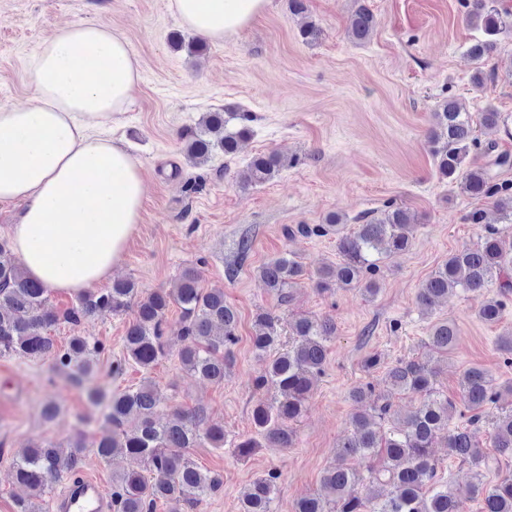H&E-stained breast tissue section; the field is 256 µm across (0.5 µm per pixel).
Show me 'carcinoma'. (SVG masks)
<instances>
[{
  "label": "carcinoma",
  "mask_w": 512,
  "mask_h": 512,
  "mask_svg": "<svg viewBox=\"0 0 512 512\" xmlns=\"http://www.w3.org/2000/svg\"><path fill=\"white\" fill-rule=\"evenodd\" d=\"M468 7L467 19L479 35L472 39L466 55L482 65L499 38L512 32V11L500 7V0H471ZM292 11L301 18L302 39L307 43L317 40L321 29L303 19L304 0H292ZM376 25L375 14L365 4H359L351 20L353 38L360 43L369 40ZM433 117L431 153L439 175L459 182L463 193L491 201L501 223L512 224V185L498 182L494 172L511 166L512 156L497 151L495 141L481 144L470 113L453 98L443 100ZM232 120L239 122L235 130L228 129ZM251 121L253 117L248 112L205 113L198 126L181 135L187 157L202 162L218 151L226 156L237 154L241 144L251 137ZM480 146L488 161L464 167L470 148ZM290 164L292 160L277 153L257 154L249 164V180L253 184L268 182ZM344 227L342 217L333 213L324 224H298L286 228V234L293 238L336 232L342 260L319 270L314 287L320 291L357 287L374 296L380 290L375 274L381 257L403 252L411 244L415 228L412 215L403 206L389 205L376 216L361 217V223L349 232L343 231ZM304 275L302 265L287 256L271 259L260 268L261 278L282 304L290 299L289 288L299 284ZM494 285L498 296L486 300L479 309V316L486 322L498 319L512 294V235L507 237L495 225L484 224L480 241L449 254L448 260L419 289L418 301L431 307L457 289L480 293ZM47 295V289L25 276L8 242L1 240L0 355L53 359L69 370L76 385L85 388L93 405L105 408V421L112 434L100 436L92 447L104 460L119 448L138 463V467L112 479V506L116 512H155L159 500L171 504L172 512H194L207 496L221 490L223 479L199 469L186 449L202 442L213 448L224 447V428L204 425V417L196 410L177 409L166 423L157 422V387L151 379L112 395L90 386L93 357L101 350L100 343L77 333L60 349L48 331L61 322L78 326L99 314L120 315L132 308L134 318L124 336V361L149 370L170 355L165 316L170 305L176 304L182 316V367L204 380L221 384L233 362L232 347L238 341L239 324L237 311L224 300V289L199 287L196 271L189 268L183 271L175 288L144 297L135 283L115 281L110 288L82 293L75 306L60 312L46 305ZM280 325V317L260 313L252 336L257 353L273 354L267 372L255 379L254 386L263 389L271 384L277 394L268 402H258L253 409L256 433L272 448L292 445L291 424L306 408L314 380L323 373L327 343L335 334V325L329 318L296 316L288 322V349L282 352ZM457 339L455 323L444 320L429 328L426 344L431 352L446 355ZM385 378L395 392L423 394V402L401 420L391 418L386 400L374 405L370 413L354 414L349 431L337 448L343 461L350 457L367 460L372 482L386 484L392 491L370 498L361 496L363 476L342 463L324 472L321 493L299 501L295 512H463L448 485L438 480L431 459L433 442L442 435L449 456L476 467L483 461L470 432L450 427L455 402L436 391L435 371L426 362H398L386 371ZM460 388L462 401L473 411L469 417L472 426L481 420L475 410L502 396L488 374L476 367L464 372ZM384 422L389 427L381 434L378 428ZM85 447L81 433L59 442L42 437L30 439L14 460L15 483L33 496H41L51 484L79 470ZM493 447L500 455L512 458V407L495 423ZM477 491L482 496V512H512V476L492 484L481 482ZM274 499V475L258 477L244 496L241 512H274Z\"/></svg>",
  "instance_id": "1"
}]
</instances>
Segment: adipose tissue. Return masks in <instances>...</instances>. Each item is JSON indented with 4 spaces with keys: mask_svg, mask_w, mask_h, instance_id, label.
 <instances>
[{
    "mask_svg": "<svg viewBox=\"0 0 512 512\" xmlns=\"http://www.w3.org/2000/svg\"><path fill=\"white\" fill-rule=\"evenodd\" d=\"M270 0H168L190 31L236 35ZM34 100L0 105V201L23 206L10 237L26 275L53 292L79 293L109 279L141 221V162L101 133L122 114L141 62L108 26L67 24L39 45Z\"/></svg>",
    "mask_w": 512,
    "mask_h": 512,
    "instance_id": "adipose-tissue-1",
    "label": "adipose tissue"
}]
</instances>
